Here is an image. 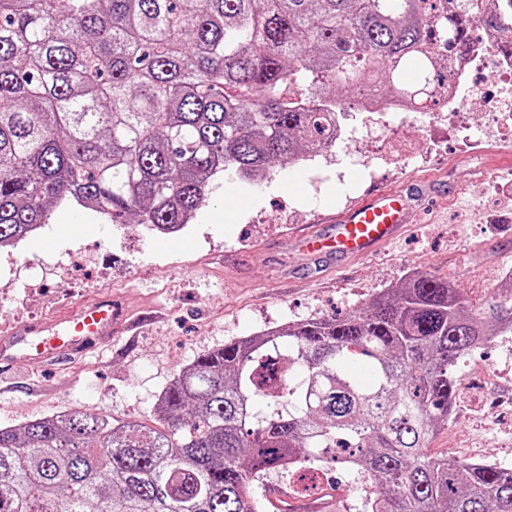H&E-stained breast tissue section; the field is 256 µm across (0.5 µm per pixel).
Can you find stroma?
I'll use <instances>...</instances> for the list:
<instances>
[{
    "instance_id": "obj_1",
    "label": "stroma",
    "mask_w": 512,
    "mask_h": 512,
    "mask_svg": "<svg viewBox=\"0 0 512 512\" xmlns=\"http://www.w3.org/2000/svg\"><path fill=\"white\" fill-rule=\"evenodd\" d=\"M492 72L488 63L474 72L463 125L425 134L352 109L343 123L353 138L318 173L286 163L261 183L215 176L208 202L176 235L62 207L32 238L1 247L0 335L98 297L140 327L51 365L19 357L1 366L0 427L70 410L152 422L164 388L200 354L359 311L412 272L447 279L472 305L501 299L512 266V148L476 134L495 105ZM411 182L431 193L375 254L330 264L295 247L324 216ZM456 371V403L432 454L512 469V333L462 356Z\"/></svg>"
}]
</instances>
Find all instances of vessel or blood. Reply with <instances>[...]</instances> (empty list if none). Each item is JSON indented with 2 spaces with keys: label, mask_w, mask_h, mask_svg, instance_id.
<instances>
[{
  "label": "vessel or blood",
  "mask_w": 512,
  "mask_h": 512,
  "mask_svg": "<svg viewBox=\"0 0 512 512\" xmlns=\"http://www.w3.org/2000/svg\"><path fill=\"white\" fill-rule=\"evenodd\" d=\"M413 194L387 190L333 215L331 234L307 233L295 240L299 251L325 259H360L396 238L405 228ZM119 315L111 301L86 304L53 323H25L0 337V363L19 355L61 360L111 337Z\"/></svg>",
  "instance_id": "vessel-or-blood-1"
}]
</instances>
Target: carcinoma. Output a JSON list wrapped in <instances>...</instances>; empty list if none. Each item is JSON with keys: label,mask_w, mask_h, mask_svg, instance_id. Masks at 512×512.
I'll return each mask as SVG.
<instances>
[{"label": "carcinoma", "mask_w": 512, "mask_h": 512, "mask_svg": "<svg viewBox=\"0 0 512 512\" xmlns=\"http://www.w3.org/2000/svg\"><path fill=\"white\" fill-rule=\"evenodd\" d=\"M476 24L512 52V0H0V247L66 205L178 232L217 174L320 151L345 105L329 92L448 84L438 50ZM507 331L512 305L413 273L352 315L201 354L154 426L70 411L0 428V512H261L260 477L305 496L342 457L371 492L336 512H512V470L428 452L458 360Z\"/></svg>", "instance_id": "cac0c4a2"}]
</instances>
